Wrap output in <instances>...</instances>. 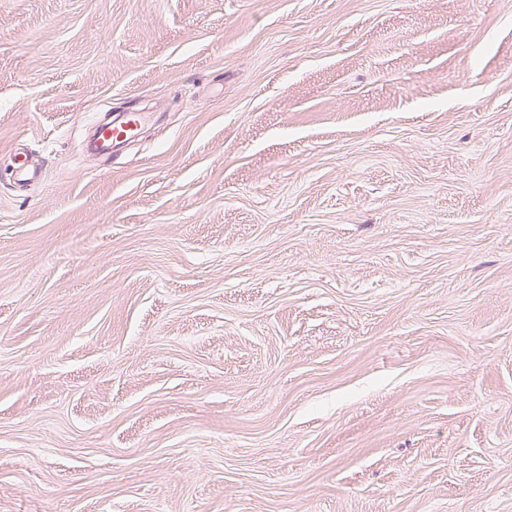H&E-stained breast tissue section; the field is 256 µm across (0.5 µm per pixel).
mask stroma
<instances>
[{
    "instance_id": "1",
    "label": "stroma",
    "mask_w": 512,
    "mask_h": 512,
    "mask_svg": "<svg viewBox=\"0 0 512 512\" xmlns=\"http://www.w3.org/2000/svg\"><path fill=\"white\" fill-rule=\"evenodd\" d=\"M0 512H512V0H0ZM143 115L141 112H125L112 123L99 126L95 134V147L98 151L107 153L135 139L141 129Z\"/></svg>"
}]
</instances>
